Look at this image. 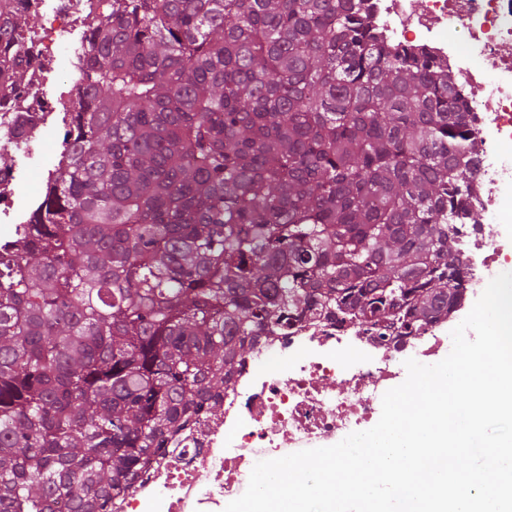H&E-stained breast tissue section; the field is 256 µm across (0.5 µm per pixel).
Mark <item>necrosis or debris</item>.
<instances>
[{"instance_id": "obj_1", "label": "necrosis or debris", "mask_w": 512, "mask_h": 512, "mask_svg": "<svg viewBox=\"0 0 512 512\" xmlns=\"http://www.w3.org/2000/svg\"><path fill=\"white\" fill-rule=\"evenodd\" d=\"M43 26L35 37L37 77L53 69L66 49L68 70L79 75L83 54L77 31L95 18L96 0H31ZM377 33L391 48L412 47L447 64L475 88L468 119L473 128L475 178L492 186L474 198L477 221L456 225L452 242L465 257L463 298L447 322L417 336L376 331L326 318L292 322L282 335L260 338L224 393V414L201 416L175 448L156 454L138 470L133 485L112 499L113 512H142L145 501L165 512H209L239 497L256 462L341 441L382 409L389 385L406 372L407 359L423 360L452 347L446 324H459L491 279L512 273V0H370ZM64 98L30 100L32 128L26 143L0 135V150L32 156L47 136L68 141ZM17 169L0 173V242L16 234L21 210Z\"/></svg>"}]
</instances>
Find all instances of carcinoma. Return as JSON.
I'll return each instance as SVG.
<instances>
[{"instance_id": "carcinoma-1", "label": "carcinoma", "mask_w": 512, "mask_h": 512, "mask_svg": "<svg viewBox=\"0 0 512 512\" xmlns=\"http://www.w3.org/2000/svg\"><path fill=\"white\" fill-rule=\"evenodd\" d=\"M369 0H99L66 160L0 245V512H108L260 336L460 298L472 93ZM31 9L0 0V94Z\"/></svg>"}]
</instances>
